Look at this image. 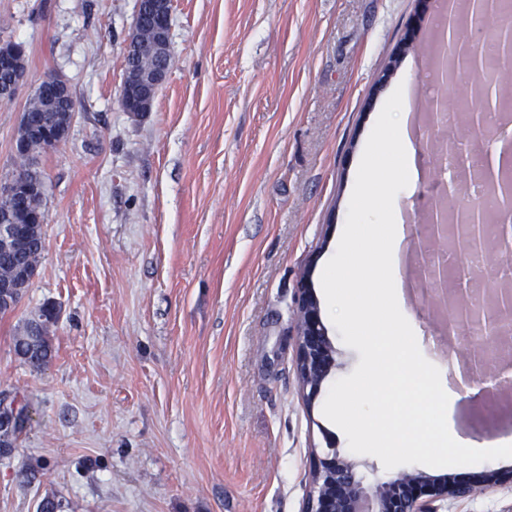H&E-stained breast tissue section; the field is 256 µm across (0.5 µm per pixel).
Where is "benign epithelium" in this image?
Segmentation results:
<instances>
[{"mask_svg": "<svg viewBox=\"0 0 512 512\" xmlns=\"http://www.w3.org/2000/svg\"><path fill=\"white\" fill-rule=\"evenodd\" d=\"M474 0H448V19L437 34L439 65L445 78H452L465 64L457 49L455 22L461 9H470ZM173 0H161L154 6L155 29L159 40L170 43ZM169 71L155 73L145 82L137 73L125 70V79L140 95L139 113L154 102L156 93L167 80ZM33 94L64 103V111L74 118L78 111L76 97L69 83L56 71L47 70L37 80ZM447 100H431L430 130L435 132L447 121ZM467 123L474 144L482 141L483 123L479 111L467 113ZM71 124L42 131L43 147L51 151L61 145ZM23 178L12 173L0 179V197L15 196ZM440 194L427 210L425 223L414 226L413 244L418 256L419 286L431 298L435 309L448 305L440 339L448 351L466 362L467 386L477 389L473 398L487 405L488 416L512 404V388L499 383L500 365L512 347V285L504 282L487 293L470 288L466 265L448 266L444 243L453 245L467 257L474 251L497 259L512 256V226L503 220L502 210L472 206L448 217L445 199L459 192L457 181L440 180ZM299 331L295 343V369L303 397L312 401L325 379L336 366L335 349L322 322L321 311L312 289L298 288L295 298ZM512 482V472L497 469L480 472L466 481H456L419 471H403L393 477L378 475L377 466L332 450L323 455L312 453L310 486L302 512H444L448 502L474 496Z\"/></svg>", "mask_w": 512, "mask_h": 512, "instance_id": "obj_1", "label": "benign epithelium"}]
</instances>
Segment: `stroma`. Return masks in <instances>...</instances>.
I'll return each instance as SVG.
<instances>
[{"label": "stroma", "instance_id": "stroma-1", "mask_svg": "<svg viewBox=\"0 0 512 512\" xmlns=\"http://www.w3.org/2000/svg\"><path fill=\"white\" fill-rule=\"evenodd\" d=\"M137 0H0V40L28 81L0 102V179L33 84L49 69L79 110L41 158L46 246L0 314V412L27 410L0 446V512H301L312 453L349 448L323 414L359 353L313 402L294 369L301 280L322 296L359 158L387 98L430 71L417 0H174V64L151 111L119 103ZM412 47L378 85L402 42ZM420 181L402 190L399 307L451 398L448 424L484 441L460 361L436 348L409 256L434 161L413 109ZM51 304L54 355L34 371L13 338Z\"/></svg>", "mask_w": 512, "mask_h": 512}]
</instances>
